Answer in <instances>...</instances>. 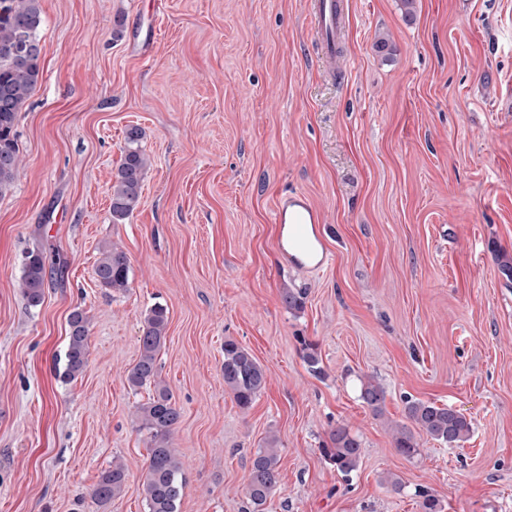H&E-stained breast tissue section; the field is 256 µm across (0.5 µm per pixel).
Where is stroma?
Returning a JSON list of instances; mask_svg holds the SVG:
<instances>
[{"label":"stroma","instance_id":"35a3bbf8","mask_svg":"<svg viewBox=\"0 0 512 512\" xmlns=\"http://www.w3.org/2000/svg\"><path fill=\"white\" fill-rule=\"evenodd\" d=\"M415 6L409 19L400 0H348L347 69L332 75L311 0H42L43 78L0 197V512H145L149 391L126 375L157 304L160 378L182 412L180 512H247L270 436L280 479L265 512H420L421 490L441 512H512V278L498 261L512 255V0ZM132 126L150 167L116 224ZM295 191L325 216L319 273L275 250L274 205ZM112 244L124 292L94 277ZM38 245L52 275L32 307L20 277ZM76 309L87 361L65 383L55 358ZM228 339L266 371L245 411L224 388ZM367 377L386 391L381 414L360 398ZM409 398L466 415L469 439L398 454ZM339 425L361 442L347 477L320 453ZM117 459L124 491L93 503Z\"/></svg>","mask_w":512,"mask_h":512}]
</instances>
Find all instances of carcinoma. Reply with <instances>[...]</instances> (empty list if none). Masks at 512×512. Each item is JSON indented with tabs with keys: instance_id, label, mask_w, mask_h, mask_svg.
<instances>
[{
	"instance_id": "1",
	"label": "carcinoma",
	"mask_w": 512,
	"mask_h": 512,
	"mask_svg": "<svg viewBox=\"0 0 512 512\" xmlns=\"http://www.w3.org/2000/svg\"><path fill=\"white\" fill-rule=\"evenodd\" d=\"M42 26L41 0H0V195L11 189L19 167V112L42 80ZM141 138L138 127L127 129L126 146L112 174L111 214L115 224L124 223L141 200L148 166ZM94 274L101 287L126 290L129 264L125 252L115 246L102 248ZM47 275L45 253L28 252L20 288L29 305L36 307L42 302ZM68 324V343L63 358L57 360V368L64 380L71 381L86 364L89 319L76 309ZM167 325L166 308L156 305L149 310L140 328L139 358L127 373L130 386L153 388L148 400L137 407L139 430L146 431L149 444L147 473L142 484L147 512H179L183 492L181 462L170 447V436L180 421L181 411L169 388L159 380L158 356ZM265 384L266 372L248 350L231 339L224 340V387L232 393L237 406L242 410L250 408ZM360 398L374 413H381L385 392L379 383L371 378L361 382ZM405 415L414 428L398 424L393 430L395 450L405 458L420 453L419 439L424 435L452 446L467 440L472 432L471 422L449 406L410 398L405 401ZM320 452L338 473L347 476L359 465L361 443L343 425L330 432L329 442ZM279 462L277 439L272 437L251 462L247 495L252 512H263L278 482ZM126 477L125 465L112 463V468L104 471L93 487L92 501L103 504L120 495Z\"/></svg>"
}]
</instances>
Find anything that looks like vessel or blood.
I'll list each match as a JSON object with an SVG mask.
<instances>
[{
  "mask_svg": "<svg viewBox=\"0 0 512 512\" xmlns=\"http://www.w3.org/2000/svg\"><path fill=\"white\" fill-rule=\"evenodd\" d=\"M344 0H313L312 14L320 38L322 57L328 64L342 59L336 38L344 22ZM272 221L278 226L277 250L283 265L315 272L329 260L323 232L324 216L302 192L281 196L273 209Z\"/></svg>",
  "mask_w": 512,
  "mask_h": 512,
  "instance_id": "obj_1",
  "label": "vessel or blood"
}]
</instances>
